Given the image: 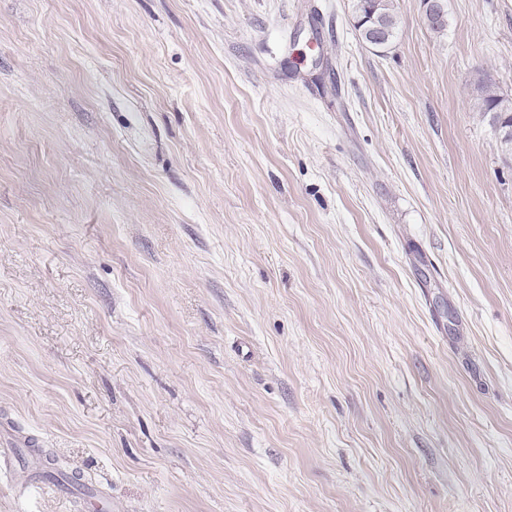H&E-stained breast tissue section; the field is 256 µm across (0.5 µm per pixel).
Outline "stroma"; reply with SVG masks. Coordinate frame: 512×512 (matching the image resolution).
<instances>
[{
  "mask_svg": "<svg viewBox=\"0 0 512 512\" xmlns=\"http://www.w3.org/2000/svg\"><path fill=\"white\" fill-rule=\"evenodd\" d=\"M0 0V512H512V0ZM394 0H354L353 21L362 43H366L373 28L385 34L390 45L398 31ZM477 107L496 134L498 150L505 158L512 157V97L497 90L491 79L477 86Z\"/></svg>",
  "mask_w": 512,
  "mask_h": 512,
  "instance_id": "stroma-1",
  "label": "stroma"
}]
</instances>
